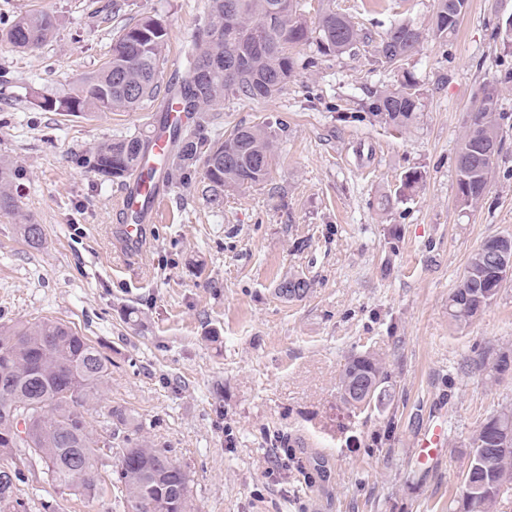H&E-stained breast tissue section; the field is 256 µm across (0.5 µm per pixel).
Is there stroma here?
<instances>
[{
  "instance_id": "35a3bbf8",
  "label": "stroma",
  "mask_w": 512,
  "mask_h": 512,
  "mask_svg": "<svg viewBox=\"0 0 512 512\" xmlns=\"http://www.w3.org/2000/svg\"><path fill=\"white\" fill-rule=\"evenodd\" d=\"M105 2L0 0L4 20L34 9L59 19L37 51L0 42V156L23 170L18 214H0V323L60 318L100 343L112 366L94 428L112 407L134 415L141 436L187 471L194 512H448L473 434L512 404V371L477 366L486 354L512 356V279L470 324L448 317L473 253L512 237V0H468L445 39L429 33L435 0H334L372 38L402 22L427 36L396 68L363 45L327 58L303 45L282 93L225 99V131L273 125L268 181L225 192L219 207L200 186L168 187L132 259L118 235L124 184L76 158L147 133L155 103L68 117L27 94L74 87L145 13L170 27L169 84L206 0H117L116 13ZM406 75L422 98L417 122L398 132L371 103ZM491 82L506 120L488 188L466 208L458 149ZM412 172L419 180L403 192ZM25 217L42 225L43 248L21 237ZM291 274L310 283L302 299L275 292ZM361 353L382 364L390 399L353 413L338 379ZM436 413L447 421L446 454L423 472L414 441ZM12 461L27 476L28 512H45L58 494L43 464Z\"/></svg>"
}]
</instances>
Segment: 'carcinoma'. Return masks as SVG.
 <instances>
[{"label": "carcinoma", "instance_id": "obj_1", "mask_svg": "<svg viewBox=\"0 0 512 512\" xmlns=\"http://www.w3.org/2000/svg\"><path fill=\"white\" fill-rule=\"evenodd\" d=\"M467 0H437L433 34L452 35ZM58 28V17L47 10L17 17L0 28V41L20 50H34ZM167 23L144 14L122 28L112 39L110 57L97 73L64 94L33 89L31 103L45 112L83 116L91 112L133 111L147 100L162 99V111L183 112L191 123L170 129L172 149L164 161L168 184L188 188L204 184L206 200L224 201V191L265 183L275 155V131L267 125L239 126L229 135L210 128L208 113L226 97L266 99L279 94L294 71L293 49L316 45L321 56L351 52L364 37L343 13L326 3L318 23L308 24L299 12V0H207V14L198 24L188 52L187 72L181 81L161 90L162 51L169 41ZM423 33L409 23L391 28L373 49L376 58L391 67L413 56ZM211 69L207 84L192 79L195 72ZM421 92L409 77L381 92L372 115L403 130L418 118ZM498 90L482 88L469 113L458 152L460 203L475 206L486 191L501 142L504 115L498 108ZM144 135L106 140L79 163L95 175L123 182L141 166L147 142ZM20 170L0 159V213L18 211L14 195ZM23 238L41 248V225L30 220L19 225ZM482 244L471 256L462 283L449 298L451 319L468 324L497 296V270ZM307 279L291 276L277 286L285 299L303 297ZM111 362L100 347L69 323L50 318L33 322L0 324V454L21 451L45 464L48 481L63 494L88 500L102 498L106 489L98 478L97 461L105 448H116L114 502L128 512H192L188 476L169 450L137 436L138 423L122 408L111 407L105 421L106 435L95 436L88 412L98 403L100 388L107 382ZM362 377L383 387L385 375L377 359L367 354L352 358L339 379L345 392L353 379ZM33 419L31 443L13 444L10 419L17 411ZM482 422L472 438L466 467L471 481L481 488L465 499L460 485L456 506L450 512H494L504 491L512 487V443L504 445ZM22 469L0 466V512H28L20 485Z\"/></svg>", "mask_w": 512, "mask_h": 512}]
</instances>
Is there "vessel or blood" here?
<instances>
[{
  "label": "vessel or blood",
  "mask_w": 512,
  "mask_h": 512,
  "mask_svg": "<svg viewBox=\"0 0 512 512\" xmlns=\"http://www.w3.org/2000/svg\"><path fill=\"white\" fill-rule=\"evenodd\" d=\"M171 143L167 133L152 134L147 149L149 164L132 178L133 186L118 200L117 208L124 218L121 226V241L126 250L140 251L144 244V224L154 216L159 205V185L163 183V171L157 160L169 151ZM446 441L443 423L433 422L416 438L417 461L426 468L438 464L442 458Z\"/></svg>",
  "instance_id": "b4317fda"
}]
</instances>
